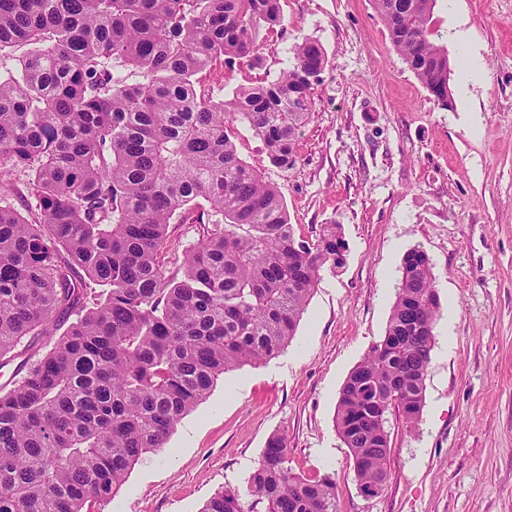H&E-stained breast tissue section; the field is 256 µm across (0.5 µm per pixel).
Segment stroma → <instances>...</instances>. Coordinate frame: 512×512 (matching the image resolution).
Masks as SVG:
<instances>
[{
  "instance_id": "35a3bbf8",
  "label": "stroma",
  "mask_w": 512,
  "mask_h": 512,
  "mask_svg": "<svg viewBox=\"0 0 512 512\" xmlns=\"http://www.w3.org/2000/svg\"><path fill=\"white\" fill-rule=\"evenodd\" d=\"M259 62L215 64L202 91L276 80L311 38L330 62L295 165H271L245 127L240 157L275 185L298 234L336 224L342 267L319 274L287 351L221 376L162 451L145 455L97 512H199L225 487L245 488L267 440L282 434L293 473L333 474L338 512H512V0H437L433 24L458 89L465 17L485 70L442 108L397 54L372 0H280ZM432 263L443 309L420 421L391 418L388 478L358 489L334 426L339 391L385 334L411 248ZM452 327L445 349L444 327Z\"/></svg>"
}]
</instances>
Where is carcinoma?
Masks as SVG:
<instances>
[{
    "label": "carcinoma",
    "instance_id": "obj_1",
    "mask_svg": "<svg viewBox=\"0 0 512 512\" xmlns=\"http://www.w3.org/2000/svg\"><path fill=\"white\" fill-rule=\"evenodd\" d=\"M437 0H374L399 56L448 106ZM279 0H0V512H93L218 378L281 354L339 225L296 233L278 189L238 154L236 123L290 169L328 58L306 39L275 82L232 99L195 76L259 58ZM18 47L26 48L15 55ZM35 217L4 203L14 171ZM207 202L203 207L198 200ZM202 224L179 250L169 225ZM385 335L349 373L336 431L367 493L386 482L389 416L422 415L440 299L429 257L402 258ZM200 512H337L272 435L247 493Z\"/></svg>",
    "mask_w": 512,
    "mask_h": 512
}]
</instances>
